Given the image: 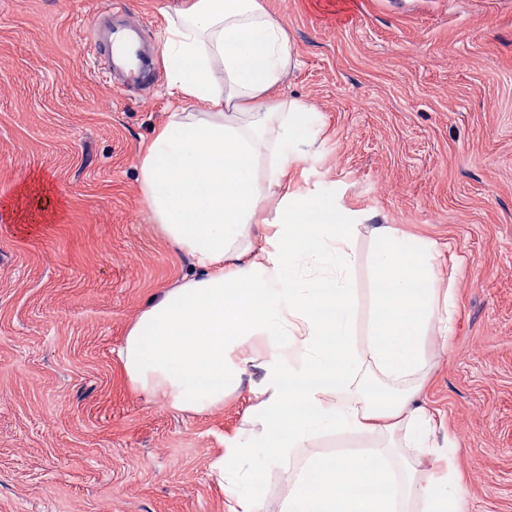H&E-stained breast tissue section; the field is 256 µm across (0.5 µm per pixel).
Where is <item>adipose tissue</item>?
<instances>
[{
    "label": "adipose tissue",
    "mask_w": 512,
    "mask_h": 512,
    "mask_svg": "<svg viewBox=\"0 0 512 512\" xmlns=\"http://www.w3.org/2000/svg\"><path fill=\"white\" fill-rule=\"evenodd\" d=\"M161 56L176 106L142 158L141 185L154 223L198 273L129 331L120 351L129 382L171 409L204 412L258 370L256 440L214 464L230 512H263L253 485L229 479L232 457L257 458L263 473L296 469L284 512H463L456 443L436 453L426 481L404 475L395 455L429 447L431 416L409 394L382 403L363 380L372 370L387 391L425 374L424 337L433 321L451 328L452 307L435 302L427 245L389 225L364 229L335 198L290 189L317 111L276 97L298 65L284 26L262 0H183L167 12ZM196 103L209 112L192 113ZM273 195L271 234L248 255ZM365 231L377 286L364 322L354 247ZM323 258L335 272L307 275ZM382 419L401 420L403 438L353 460L304 455L319 438L363 434Z\"/></svg>",
    "instance_id": "adipose-tissue-1"
}]
</instances>
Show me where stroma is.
Segmentation results:
<instances>
[{
    "mask_svg": "<svg viewBox=\"0 0 512 512\" xmlns=\"http://www.w3.org/2000/svg\"><path fill=\"white\" fill-rule=\"evenodd\" d=\"M175 0H0V512H228L213 462L250 439L257 374L169 409L118 352L194 273L145 204L142 153L171 108L114 90L88 48L120 5L164 40ZM312 104L297 191L427 240L453 331L430 329L419 400L456 442L465 512H512V0H262Z\"/></svg>",
    "mask_w": 512,
    "mask_h": 512,
    "instance_id": "stroma-1",
    "label": "stroma"
}]
</instances>
